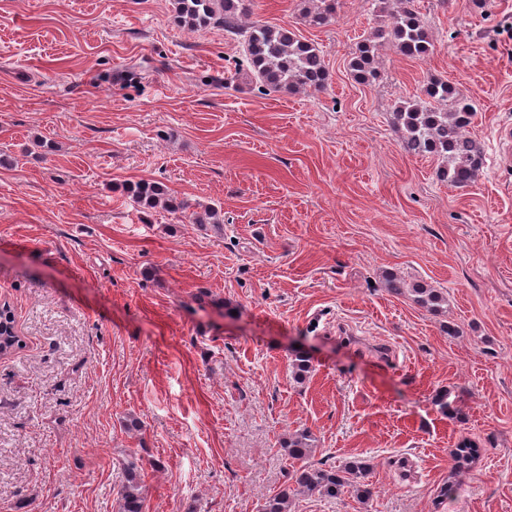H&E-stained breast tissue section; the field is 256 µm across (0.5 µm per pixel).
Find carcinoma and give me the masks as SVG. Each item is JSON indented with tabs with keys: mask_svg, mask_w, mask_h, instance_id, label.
<instances>
[{
	"mask_svg": "<svg viewBox=\"0 0 512 512\" xmlns=\"http://www.w3.org/2000/svg\"><path fill=\"white\" fill-rule=\"evenodd\" d=\"M173 6L177 21L191 30L219 21L224 24V30L234 32L239 20L247 15L245 0H173ZM335 9L336 0H317V5L302 8V16L308 25L324 27L333 19ZM382 39L408 58L424 59L433 51L432 37L414 0H397L389 24L356 46L349 68L357 80L373 83L378 79L376 57L378 41ZM245 45L250 74L269 91L318 92L327 85L328 71L321 51L285 26L254 22L245 35ZM422 93L421 97L399 101L395 107V122L403 146L415 155L443 159L445 166L439 170L441 180L466 187L483 165L482 143L467 132L475 116L474 107L468 100L455 97L453 87L446 81H432ZM128 190L144 209H188L185 203H172L155 184L136 183L128 186ZM412 292L418 304L431 310L443 301L442 295L432 288H414ZM291 366L298 380L312 368L309 356L300 350L293 352ZM312 447L313 437L307 431L296 433L284 442V455L289 461L288 484L265 498L260 512H291L292 499L298 494L317 493L335 500L347 493L361 504L372 500L375 491L368 480L369 464L358 460L322 468L309 462ZM479 454L476 442L461 441L454 452L452 474L470 468ZM118 505L119 512H143L141 474L133 462L123 468Z\"/></svg>",
	"mask_w": 512,
	"mask_h": 512,
	"instance_id": "obj_1",
	"label": "carcinoma"
}]
</instances>
